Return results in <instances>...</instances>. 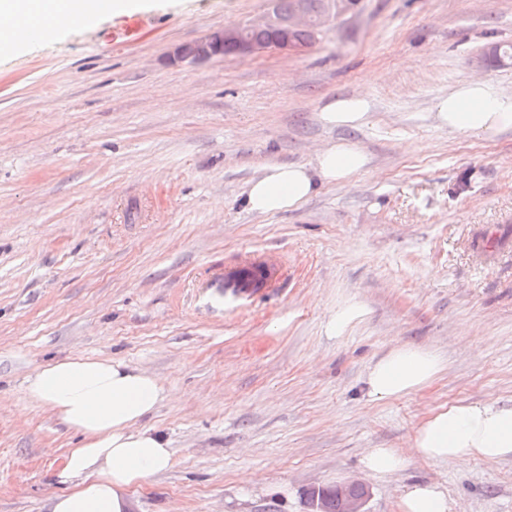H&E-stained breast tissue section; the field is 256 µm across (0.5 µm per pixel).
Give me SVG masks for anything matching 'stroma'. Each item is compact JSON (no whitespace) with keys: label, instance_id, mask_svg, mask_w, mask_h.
<instances>
[{"label":"stroma","instance_id":"obj_1","mask_svg":"<svg viewBox=\"0 0 512 512\" xmlns=\"http://www.w3.org/2000/svg\"><path fill=\"white\" fill-rule=\"evenodd\" d=\"M269 0H137L88 21L36 15L0 51V512H50L79 437L20 393L66 356L113 357L173 396L143 427L170 467L132 512H308L303 493L365 479L367 512H399L415 482L452 512H512V458L409 460L364 478L368 449L408 452L432 406L512 398V245L480 259L471 231L512 238V128L448 131L433 107L477 76L512 95V0H360L305 52L175 63L176 45L261 16ZM371 100L359 130L320 119ZM347 139L370 158L299 208L244 204L268 164L311 162ZM419 150L404 153V143ZM273 254L284 275L232 312L225 270ZM356 298L364 316L329 323ZM438 349L446 371L409 398L369 396L394 341Z\"/></svg>","mask_w":512,"mask_h":512}]
</instances>
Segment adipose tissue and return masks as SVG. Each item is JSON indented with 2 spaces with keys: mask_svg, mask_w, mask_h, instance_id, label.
I'll use <instances>...</instances> for the list:
<instances>
[{
  "mask_svg": "<svg viewBox=\"0 0 512 512\" xmlns=\"http://www.w3.org/2000/svg\"><path fill=\"white\" fill-rule=\"evenodd\" d=\"M435 109L436 121L452 132L490 138L512 128V95L486 79L465 82ZM368 117L369 102L362 95L329 100L321 110L322 121L336 128H360ZM368 162L362 149L338 140L321 148L312 163L264 167L250 182L245 205L259 215L298 207L321 186L348 181ZM445 369L436 349L397 341L369 367L365 383L374 399L400 400L431 386ZM21 391L79 437L56 474L64 490L54 497L51 512H128L130 489L171 462L165 438L142 425L172 395L147 370L120 359L70 356L34 371ZM412 457L461 466L511 458L512 400L434 406L417 424L409 454L371 448L361 468L366 476L382 479L405 468Z\"/></svg>",
  "mask_w": 512,
  "mask_h": 512,
  "instance_id": "obj_1",
  "label": "adipose tissue"
}]
</instances>
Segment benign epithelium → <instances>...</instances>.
<instances>
[{"mask_svg": "<svg viewBox=\"0 0 512 512\" xmlns=\"http://www.w3.org/2000/svg\"><path fill=\"white\" fill-rule=\"evenodd\" d=\"M351 0H324L322 10L316 17L312 16L309 0H292L288 13L283 14L275 6H270L259 19L244 28L218 30L207 37L176 46L171 59L178 63L202 64L222 53L224 43L235 45L236 54L245 56L265 49L276 48L301 52L303 48L293 43L288 34L302 28L316 27L323 29L350 10ZM269 32L275 35L271 42H261L254 34ZM341 499L340 512H364L369 497L367 487L359 481H351L335 486Z\"/></svg>", "mask_w": 512, "mask_h": 512, "instance_id": "obj_1", "label": "benign epithelium"}]
</instances>
